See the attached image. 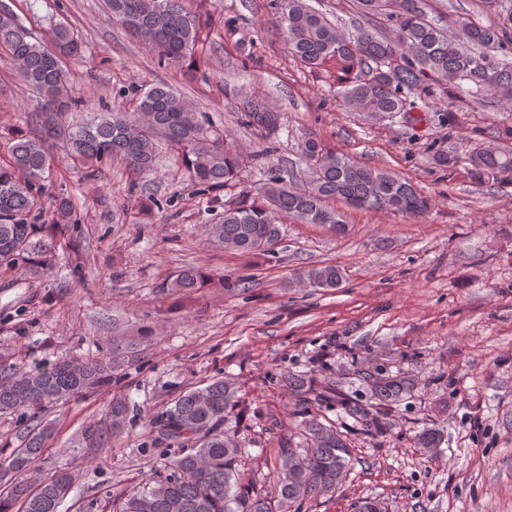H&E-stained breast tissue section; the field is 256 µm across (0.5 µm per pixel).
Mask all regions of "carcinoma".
<instances>
[{"mask_svg": "<svg viewBox=\"0 0 512 512\" xmlns=\"http://www.w3.org/2000/svg\"><path fill=\"white\" fill-rule=\"evenodd\" d=\"M288 52L310 68L336 62L347 78L340 91L344 105L371 119H384L413 109L411 95L427 79L450 90L512 107V0H483L494 18L483 24L459 14L448 24L432 15L430 0H354L360 21L345 29L308 0H274ZM112 17L132 30L163 62H181L199 40L195 17L184 0H106ZM378 18L383 29L368 25ZM0 48L6 50L26 84L42 100L32 119L38 132L23 133L10 142L0 161V274L19 268L50 272L58 242L75 230L76 208L62 193L47 194L46 179L55 163L47 141L62 135L73 158L84 162V176L94 177L99 165L121 161L132 175L154 170L157 143L163 139L181 151L187 179L203 194L232 190L240 184L243 159L224 142L206 112L184 95L157 83L140 96L137 109L98 112L89 120L62 128L58 117L79 105L69 89L67 59L84 54L82 39L59 23L48 44L36 40L12 12L0 11ZM240 119L268 145L261 156L274 153L282 132L280 113L258 93L240 96ZM302 159L316 158L308 168L312 179L297 187L293 174L280 165L267 169L257 197L241 190L213 224L204 226L207 239L242 254L270 251L280 238V225L290 220L309 224H344L328 206L342 199L361 209L379 208L385 200L396 212L422 216L430 200L410 183L386 169L362 164L326 148L309 137L301 143ZM474 181L512 183V149L480 143L468 157ZM299 279L315 288L335 290L344 280L332 264L312 266ZM208 275L197 267L182 269L169 287L193 292ZM134 343L112 337L108 352L83 363L61 356L53 362L0 366V414L21 412L30 419L49 408L112 385L120 356ZM371 395L366 401L325 396L344 417L371 434L383 420V408L412 391L403 377L367 373ZM280 382L291 391H310L307 375L286 372ZM235 391L222 378L180 395L165 414L152 422L153 441L176 449L164 474L128 493L116 512H291L303 501L336 491L351 469L346 436L322 417L304 411L300 432L278 448L276 496L254 492L241 477L245 449L224 432ZM51 430L41 423L28 426L23 446L0 469V512H61L73 488V473L57 470L37 484L26 475L35 470Z\"/></svg>", "mask_w": 512, "mask_h": 512, "instance_id": "1", "label": "carcinoma"}]
</instances>
